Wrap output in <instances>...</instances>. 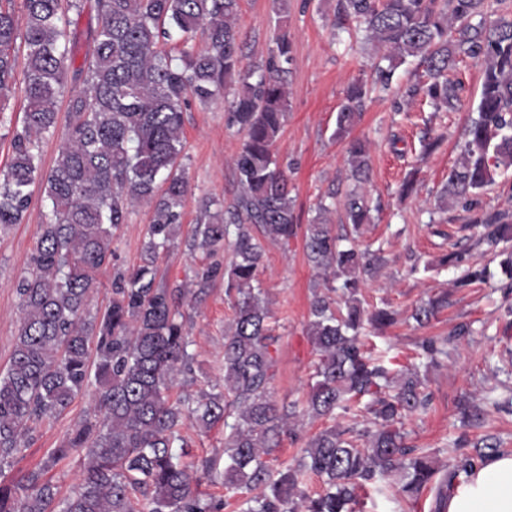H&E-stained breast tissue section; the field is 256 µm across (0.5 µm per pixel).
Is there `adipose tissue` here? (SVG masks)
Here are the masks:
<instances>
[{
    "mask_svg": "<svg viewBox=\"0 0 512 512\" xmlns=\"http://www.w3.org/2000/svg\"><path fill=\"white\" fill-rule=\"evenodd\" d=\"M445 512H512V454L486 458L453 487Z\"/></svg>",
    "mask_w": 512,
    "mask_h": 512,
    "instance_id": "adipose-tissue-1",
    "label": "adipose tissue"
}]
</instances>
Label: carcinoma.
I'll use <instances>...</instances> for the list:
<instances>
[{
    "label": "carcinoma",
    "mask_w": 512,
    "mask_h": 512,
    "mask_svg": "<svg viewBox=\"0 0 512 512\" xmlns=\"http://www.w3.org/2000/svg\"><path fill=\"white\" fill-rule=\"evenodd\" d=\"M497 2L337 0L329 22L338 33L362 26L375 46L387 48L372 73V85L383 91L392 89L400 64L419 59L423 79L406 94L438 110H453L461 101L462 84L452 78L460 61L482 67L477 116L464 130L440 202L462 208L468 224L480 229L478 242L491 250L512 238V211L482 201L500 167H512V20L497 13ZM14 4L0 0V101L16 81ZM22 7L27 105L11 130L12 157L0 179V230L22 222L38 180L48 211L17 283L22 318L10 364L0 373V512H222L224 502L199 490L204 477L224 484L237 498V512H355L359 492L369 487L387 500H416L431 484L435 512H443L458 478L497 448L486 443L466 452L463 434L455 442L462 452L441 474L407 442L404 420L426 412L432 393L418 370H396L384 357H372L365 331L387 328L395 317L386 308L366 310L358 294L382 257L342 246L345 237L332 233L324 203L304 235L307 260L322 272L326 288L310 303L315 381L300 411L270 395L276 359L259 282L263 242L286 245L300 227L288 176L275 155L290 109L287 22L278 21L265 60L249 65L236 25L239 0H97L100 25L77 66L78 41L68 31L66 9L81 10L82 0H22ZM199 31L201 48L193 41ZM70 78L83 80L84 89L68 102L60 159L44 174L41 144L57 129V101ZM228 96L225 123L243 135L233 158L238 192L214 213L211 201H203L190 236L192 248L208 253L226 241L233 247L224 270L226 292L234 295L233 322L224 332V387L173 401L176 375L192 371L195 361L180 310L189 290L181 283L159 286L155 261L183 224L184 112L192 99L208 104ZM366 97L365 83L348 86L335 137L350 134ZM347 164L356 183L369 179L363 141L349 142ZM139 204L151 213L144 262L116 273L110 304L88 322L95 275L114 257L113 229ZM342 206L353 234L371 223L364 195L352 190ZM441 264L459 272L458 288L490 277L466 249L448 252ZM446 302L444 296L421 305L412 318L421 326ZM471 333L461 323L449 336L423 338L418 348L437 365L448 347ZM89 385L100 418L68 434L48 464L16 469L32 424L58 417ZM353 408L371 415L367 425L354 430L336 424V410ZM304 417L333 424L308 441L296 466L272 469L268 457L280 447L288 420ZM187 423L203 433L220 423L230 429L224 471L207 462L200 476L183 462L181 428ZM72 457L87 463L78 489L60 499L46 474ZM310 474L322 481L314 496L303 489Z\"/></svg>",
    "instance_id": "obj_1"
}]
</instances>
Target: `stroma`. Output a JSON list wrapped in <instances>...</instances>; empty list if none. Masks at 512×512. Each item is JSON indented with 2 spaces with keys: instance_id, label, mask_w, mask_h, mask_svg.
<instances>
[{
  "instance_id": "1",
  "label": "stroma",
  "mask_w": 512,
  "mask_h": 512,
  "mask_svg": "<svg viewBox=\"0 0 512 512\" xmlns=\"http://www.w3.org/2000/svg\"><path fill=\"white\" fill-rule=\"evenodd\" d=\"M336 0H240L237 26L247 43V61L260 63L267 55L278 13H285L293 37V63L288 76L290 110L275 152L280 164L290 165L289 190L295 199L301 224H309L328 189L340 192L360 188L371 204L377 205L373 223L364 225L358 246L373 243L382 247L383 262L360 295L365 308L388 306L396 322L373 337L378 352L398 363L413 361L416 344L424 336H446L462 322L472 323L475 334L460 341L448 360L429 368L430 409L408 420L405 428L412 445L427 451L435 467L443 469L457 453L455 441L461 434L471 440L489 438L500 450L512 453V414L496 411L493 401L512 397V290L486 246L477 242L476 231L468 229L466 214L456 207L439 208L437 196L448 179L463 142L464 129L479 102L482 69L471 60L457 66L464 83V98L454 111H434L422 97L402 96L403 88L416 82L417 59H407L395 74L396 92L372 93L353 137L366 142L371 177L358 186L349 176L346 143L335 138L336 112L347 86L358 78H369L377 54L363 35L333 34L328 20ZM224 102L209 105L191 102L185 113V159L190 190L184 207L182 234L158 261L161 284L180 282L195 287L198 272L212 264L227 266L230 248L214 255L190 251L187 237L199 215L203 197L232 202L237 184L232 158L240 137L225 126ZM439 138L430 154H422L423 136ZM417 180V191L405 196L401 186L408 177ZM46 211L44 187H32V203L22 223L0 231V371L8 366L15 344L21 302L16 292L19 278L39 238ZM150 212L135 207L127 223L114 232L116 257L101 269L88 297L89 313L104 312L111 297L115 270L140 263ZM471 247L487 263V283L465 290L455 288V275L440 266V258L460 246ZM260 279L267 293L275 324L277 360L270 385L272 396L281 403L304 406L311 374L318 359L308 334L310 302L314 285L321 279L307 262L303 239L288 246L267 243ZM447 295L448 305L424 328H416L413 309L422 301ZM190 320L187 330L196 356L193 374H179L175 392H195L207 380L224 376V330L233 318L224 294V279L216 277L206 294L183 306ZM469 400L485 411L482 425L469 430L460 422L459 403ZM94 391L86 389L56 419L36 426L21 469H34L47 460L63 437L90 417ZM189 442L185 460L201 466L204 460H224V428L206 434L185 428Z\"/></svg>"
}]
</instances>
